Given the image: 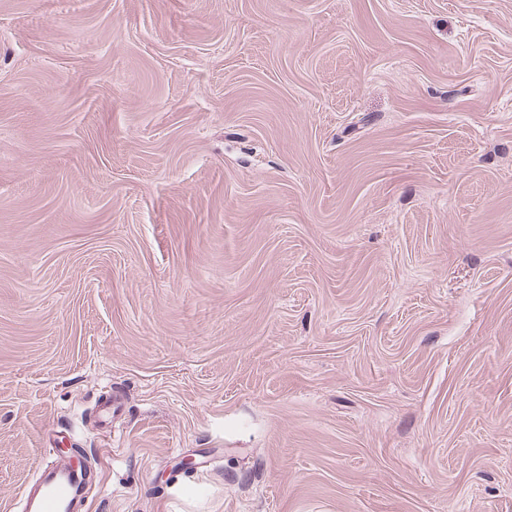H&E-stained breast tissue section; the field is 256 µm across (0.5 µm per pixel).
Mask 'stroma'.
Returning a JSON list of instances; mask_svg holds the SVG:
<instances>
[{
    "label": "stroma",
    "instance_id": "stroma-1",
    "mask_svg": "<svg viewBox=\"0 0 512 512\" xmlns=\"http://www.w3.org/2000/svg\"><path fill=\"white\" fill-rule=\"evenodd\" d=\"M66 448L87 512H512V0H0V512Z\"/></svg>",
    "mask_w": 512,
    "mask_h": 512
}]
</instances>
